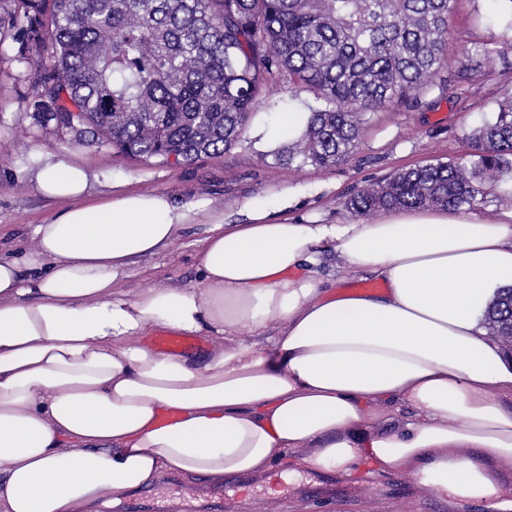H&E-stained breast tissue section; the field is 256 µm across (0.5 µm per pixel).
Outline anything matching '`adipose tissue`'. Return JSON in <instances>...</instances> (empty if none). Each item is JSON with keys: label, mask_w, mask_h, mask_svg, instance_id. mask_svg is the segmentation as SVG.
<instances>
[{"label": "adipose tissue", "mask_w": 512, "mask_h": 512, "mask_svg": "<svg viewBox=\"0 0 512 512\" xmlns=\"http://www.w3.org/2000/svg\"><path fill=\"white\" fill-rule=\"evenodd\" d=\"M36 190L65 201L0 258V505L103 512L159 471L219 479L302 450L316 470H404L441 498L511 493L512 359L483 325L512 285V205L494 217L399 210L303 224L256 203L225 224L197 199L92 196L91 171L38 153ZM196 288H118L134 258L198 219ZM380 293H330L323 249ZM164 329L208 334L203 358L159 354ZM267 334L266 345L256 336ZM411 416L391 424L401 408ZM377 423L362 429L363 420Z\"/></svg>", "instance_id": "ef3b65f1"}]
</instances>
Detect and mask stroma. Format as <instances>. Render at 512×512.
Returning <instances> with one entry per match:
<instances>
[{
  "mask_svg": "<svg viewBox=\"0 0 512 512\" xmlns=\"http://www.w3.org/2000/svg\"><path fill=\"white\" fill-rule=\"evenodd\" d=\"M485 59L463 64L467 51ZM10 50L0 51V254L20 255L30 246V227L54 215L58 202L40 196L28 180L38 152L85 164L99 180L93 193L110 191L111 181L162 192L175 203L210 201L228 224L248 221L255 201L277 205L289 200V218L326 224L354 220L344 207L366 184L400 169L449 161L471 150L472 131L489 120L497 101L512 89V28L499 15L496 0H456L448 17V54L441 85L411 94L388 109L372 113L357 144L342 163L317 169L300 161L276 160L264 148L254 123L224 154L189 166L141 163L111 147L87 145L70 134L41 126L21 105L28 84ZM209 227L190 224L169 248L135 259L119 286L133 292L148 286L195 288V255ZM300 454L288 452L275 467L242 476L234 512H512L502 502L440 498L415 484L404 472L346 476L306 468Z\"/></svg>",
  "mask_w": 512,
  "mask_h": 512,
  "instance_id": "1",
  "label": "stroma"
}]
</instances>
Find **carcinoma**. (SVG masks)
Instances as JSON below:
<instances>
[{
    "label": "carcinoma",
    "mask_w": 512,
    "mask_h": 512,
    "mask_svg": "<svg viewBox=\"0 0 512 512\" xmlns=\"http://www.w3.org/2000/svg\"><path fill=\"white\" fill-rule=\"evenodd\" d=\"M454 0H0L26 111L135 160L189 165L229 150L272 81L310 92L288 159L344 161L369 114L441 79ZM469 154L401 170L345 202L460 210L512 178V91ZM512 335V287L485 314Z\"/></svg>",
    "instance_id": "cac0c4a2"
}]
</instances>
